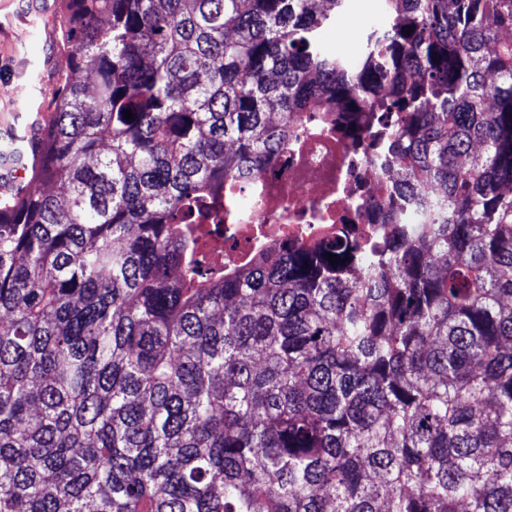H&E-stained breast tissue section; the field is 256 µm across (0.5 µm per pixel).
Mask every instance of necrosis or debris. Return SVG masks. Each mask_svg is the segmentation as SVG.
<instances>
[{
	"label": "necrosis or debris",
	"mask_w": 512,
	"mask_h": 512,
	"mask_svg": "<svg viewBox=\"0 0 512 512\" xmlns=\"http://www.w3.org/2000/svg\"><path fill=\"white\" fill-rule=\"evenodd\" d=\"M325 119L249 184L247 208L225 216L223 231L206 235L205 253L213 264L246 258L260 241L291 238L311 246L340 231L371 229L362 204L379 186L394 183L397 170L372 162L370 153L345 137L348 113L329 112Z\"/></svg>",
	"instance_id": "necrosis-or-debris-1"
}]
</instances>
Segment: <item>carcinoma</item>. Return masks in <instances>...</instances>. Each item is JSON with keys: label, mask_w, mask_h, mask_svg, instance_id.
<instances>
[{"label": "carcinoma", "mask_w": 512, "mask_h": 512, "mask_svg": "<svg viewBox=\"0 0 512 512\" xmlns=\"http://www.w3.org/2000/svg\"><path fill=\"white\" fill-rule=\"evenodd\" d=\"M63 2L0 212V512H512V0H386L356 60L347 0ZM333 107L401 173L374 239L211 266ZM347 12V11H346ZM345 13L336 14V30L328 31L324 38V48L329 54L340 57H357L364 48L365 30L370 26L355 28L343 22Z\"/></svg>", "instance_id": "obj_1"}]
</instances>
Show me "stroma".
<instances>
[{
    "label": "stroma",
    "mask_w": 512,
    "mask_h": 512,
    "mask_svg": "<svg viewBox=\"0 0 512 512\" xmlns=\"http://www.w3.org/2000/svg\"><path fill=\"white\" fill-rule=\"evenodd\" d=\"M60 0H0V156L22 149L54 110L66 57Z\"/></svg>",
    "instance_id": "stroma-1"
}]
</instances>
